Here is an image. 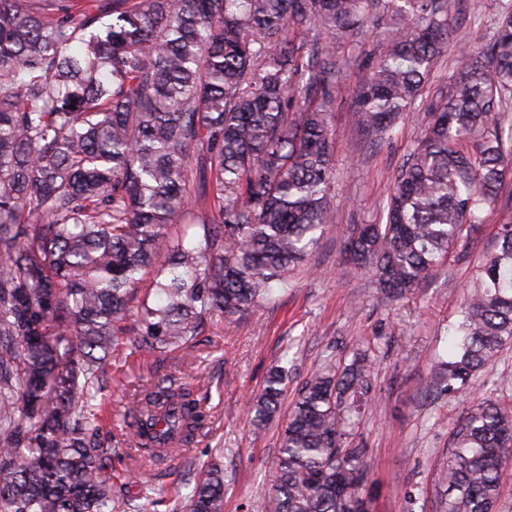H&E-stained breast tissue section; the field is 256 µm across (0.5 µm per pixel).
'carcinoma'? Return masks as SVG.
<instances>
[{"mask_svg":"<svg viewBox=\"0 0 512 512\" xmlns=\"http://www.w3.org/2000/svg\"><path fill=\"white\" fill-rule=\"evenodd\" d=\"M449 2L0 0V512H120L113 458L161 465L195 442L201 400L169 375L135 394L124 447L96 439L90 402L121 322L136 318L138 352L170 360L215 318L288 287L332 219L330 45L384 26L352 122L385 138L456 37ZM455 68L394 176L385 222L346 243L397 301L499 215L434 372L453 397L488 384L512 342V8ZM149 270L154 297L139 300ZM287 382L269 370L249 402L255 427ZM370 387L362 353L301 385L266 512H368L365 449L348 438ZM511 471L512 406L485 400L452 428L439 512H498ZM187 512H224L222 464Z\"/></svg>","mask_w":512,"mask_h":512,"instance_id":"cac0c4a2","label":"carcinoma"}]
</instances>
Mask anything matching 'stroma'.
<instances>
[{
  "label": "stroma",
  "mask_w": 512,
  "mask_h": 512,
  "mask_svg": "<svg viewBox=\"0 0 512 512\" xmlns=\"http://www.w3.org/2000/svg\"><path fill=\"white\" fill-rule=\"evenodd\" d=\"M510 4L512 0H452V17L464 43L488 44L496 18ZM379 33V28H369L363 43H340L333 50L340 87L333 112V223L307 266L293 272L288 288L274 289L258 311L232 317L180 351L178 367L182 376L199 381L210 423L189 452L180 454L175 469L152 471L156 492L150 497H139L135 474L114 463L115 494L132 501L135 512H184L187 494L217 458L224 465V512H264L279 431L298 388L327 365L348 363L359 348L370 355L373 389L351 442L367 451L374 512H435L440 497L435 473L455 422L482 399L512 402V343L490 366L491 384L456 398L431 389L434 362L449 349L465 289L480 261L495 248V215H488L465 246L419 288L393 303L348 257L350 232L355 225L376 221L393 174L406 162L427 121L429 100L447 89L455 75L452 56H445L422 100L390 138L370 140L350 125L349 115L357 85L372 70ZM123 328L106 366L108 387L97 399L104 416L99 435L105 443L121 424L123 406L134 390L171 367L134 350V320H125ZM276 362L287 368L288 385L276 417L257 430L247 421L246 402L260 393Z\"/></svg>",
  "instance_id": "1"
}]
</instances>
